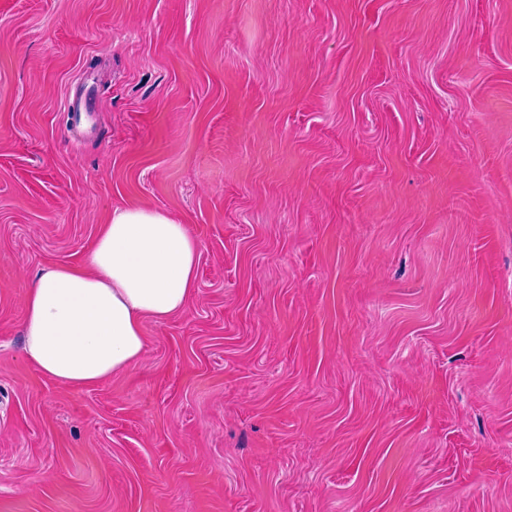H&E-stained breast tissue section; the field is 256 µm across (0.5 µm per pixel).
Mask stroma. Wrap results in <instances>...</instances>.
Here are the masks:
<instances>
[{"label":"stroma","instance_id":"1","mask_svg":"<svg viewBox=\"0 0 512 512\" xmlns=\"http://www.w3.org/2000/svg\"><path fill=\"white\" fill-rule=\"evenodd\" d=\"M126 207L197 290L63 387L26 290ZM0 512H512V0H0Z\"/></svg>","mask_w":512,"mask_h":512}]
</instances>
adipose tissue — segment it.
<instances>
[{
  "label": "adipose tissue",
  "mask_w": 512,
  "mask_h": 512,
  "mask_svg": "<svg viewBox=\"0 0 512 512\" xmlns=\"http://www.w3.org/2000/svg\"><path fill=\"white\" fill-rule=\"evenodd\" d=\"M198 243L165 213L113 211L84 268L41 273L25 296L24 357L58 384L97 385L142 359L145 320L182 312L196 290Z\"/></svg>",
  "instance_id": "obj_1"
}]
</instances>
